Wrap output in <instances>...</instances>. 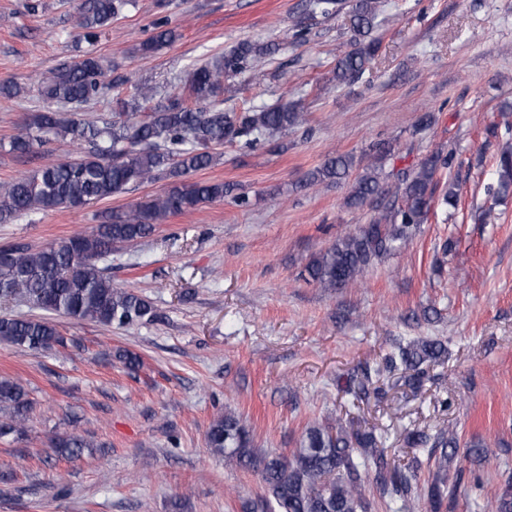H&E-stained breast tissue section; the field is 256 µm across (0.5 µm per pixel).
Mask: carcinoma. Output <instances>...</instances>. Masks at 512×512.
<instances>
[{
    "label": "carcinoma",
    "instance_id": "cac0c4a2",
    "mask_svg": "<svg viewBox=\"0 0 512 512\" xmlns=\"http://www.w3.org/2000/svg\"><path fill=\"white\" fill-rule=\"evenodd\" d=\"M133 0H78L74 29L94 44L102 29L123 14ZM379 0H355L351 25L352 48L336 60L338 84L358 81L379 51L370 37ZM175 29L161 23L154 37L139 51L176 40ZM276 50L273 44L240 42L232 51L194 67L177 92L156 101L157 90L138 85L127 95L120 92L126 79L104 63L95 51L58 64L37 79V94L49 103L32 115L8 142L9 152L33 154L53 140L67 139L83 158L50 160L0 185V223L61 208L84 207L127 192L157 178L171 179L162 195L147 196L124 208L106 211L88 233H80L34 249L23 242L0 245V299H18L45 313L75 321L124 328L158 319L159 313L143 296L112 284L99 262L121 248L149 237L169 216L197 209L226 196L240 206L249 204L230 183L191 181L193 174L219 160L216 149L226 143L253 148L305 122L302 101L274 106L246 102L238 112L224 111V78L258 64ZM109 106L112 119L89 122L75 117L92 101ZM452 155L436 150L417 168L397 173L394 189L385 186L377 166L357 178L346 204L371 205L367 224L339 237L306 267L309 278L326 290H339L355 282L374 263L399 252L426 223L435 202L437 175L451 166ZM355 165L351 154L327 158L308 173L310 184L339 183ZM0 342L34 353L64 343L56 325L46 317L0 315ZM447 348L437 340L411 339L385 354L377 372L410 371L406 383L422 387L428 368L444 357ZM8 411L0 423V436L25 433L30 402L24 386L0 380V410ZM206 447L215 454L257 472L264 495L242 503V512H368L365 480L375 473L380 496L394 505L391 512H416L427 500L431 512L455 502L461 477L448 482V460L457 453V441L441 426L432 433L411 432L405 445L434 462L425 485L412 482L401 468L384 459L385 438L336 422V426L308 428L299 447L288 454L269 455L252 446L243 418L232 410L215 418L205 434ZM90 443L81 435L50 439V448L74 457ZM491 512H512V482L490 501Z\"/></svg>",
    "mask_w": 512,
    "mask_h": 512
}]
</instances>
